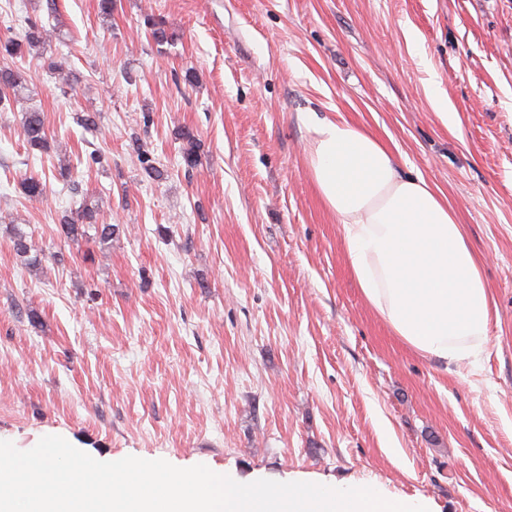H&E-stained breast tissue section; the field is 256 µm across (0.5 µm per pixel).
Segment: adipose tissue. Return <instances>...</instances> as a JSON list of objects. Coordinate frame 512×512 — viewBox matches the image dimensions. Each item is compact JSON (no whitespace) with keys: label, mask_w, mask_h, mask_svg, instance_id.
<instances>
[{"label":"adipose tissue","mask_w":512,"mask_h":512,"mask_svg":"<svg viewBox=\"0 0 512 512\" xmlns=\"http://www.w3.org/2000/svg\"><path fill=\"white\" fill-rule=\"evenodd\" d=\"M308 166L338 222L348 267L373 310L406 345L436 364L478 358L491 298L455 211L393 151L343 116L300 113Z\"/></svg>","instance_id":"obj_1"}]
</instances>
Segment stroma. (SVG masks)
<instances>
[{"label": "stroma", "mask_w": 512, "mask_h": 512, "mask_svg": "<svg viewBox=\"0 0 512 512\" xmlns=\"http://www.w3.org/2000/svg\"><path fill=\"white\" fill-rule=\"evenodd\" d=\"M29 20L47 31L18 61L30 90L0 106V440L512 512V0H115L108 18L0 0V36ZM29 110L51 136L37 157ZM310 110L380 137L457 211L493 301L476 364L437 368L363 298L309 170ZM63 167L119 227L88 261L57 235ZM17 230L64 262L25 266ZM23 140L30 152L46 153L50 149L49 135L42 112H24L21 121ZM19 188L29 201L40 202L47 194V183L37 175H24L20 178Z\"/></svg>", "instance_id": "1"}]
</instances>
